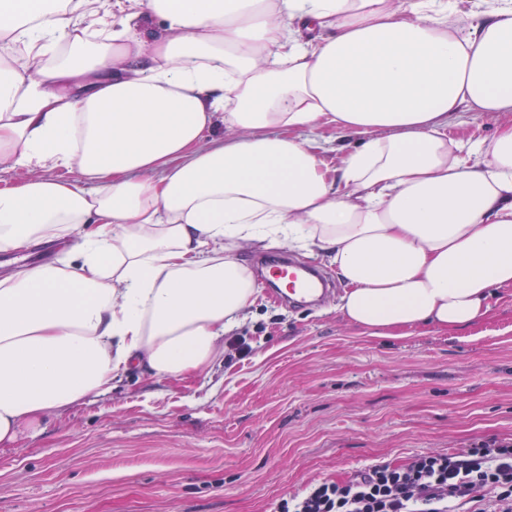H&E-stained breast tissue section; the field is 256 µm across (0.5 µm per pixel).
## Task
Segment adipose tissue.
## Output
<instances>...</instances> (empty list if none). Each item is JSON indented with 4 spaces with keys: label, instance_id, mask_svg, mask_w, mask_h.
I'll list each match as a JSON object with an SVG mask.
<instances>
[{
    "label": "adipose tissue",
    "instance_id": "adipose-tissue-1",
    "mask_svg": "<svg viewBox=\"0 0 512 512\" xmlns=\"http://www.w3.org/2000/svg\"><path fill=\"white\" fill-rule=\"evenodd\" d=\"M0 0V445L106 394L129 364L184 379L255 301L236 256L276 242L334 265L376 337L479 323L512 287V0ZM156 21L161 37L144 25ZM229 139L206 141L216 123ZM363 134L336 166L303 130ZM77 243H70L72 232ZM512 121V113L492 112L476 114L458 112L448 118V139L466 141L468 138L483 137L490 139L498 126Z\"/></svg>",
    "mask_w": 512,
    "mask_h": 512
}]
</instances>
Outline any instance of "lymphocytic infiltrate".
<instances>
[{"mask_svg":"<svg viewBox=\"0 0 512 512\" xmlns=\"http://www.w3.org/2000/svg\"><path fill=\"white\" fill-rule=\"evenodd\" d=\"M277 512H512V442L375 464L343 481L314 483L279 502Z\"/></svg>","mask_w":512,"mask_h":512,"instance_id":"obj_1","label":"lymphocytic infiltrate"}]
</instances>
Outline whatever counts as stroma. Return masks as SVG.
<instances>
[{
  "label": "stroma",
  "instance_id": "35a3bbf8",
  "mask_svg": "<svg viewBox=\"0 0 512 512\" xmlns=\"http://www.w3.org/2000/svg\"><path fill=\"white\" fill-rule=\"evenodd\" d=\"M511 120L458 112L448 137ZM344 288L305 310L258 294L220 361L176 382L129 366L0 447V512H274L317 481L512 439V288L474 327L384 338L344 320Z\"/></svg>",
  "mask_w": 512,
  "mask_h": 512
}]
</instances>
